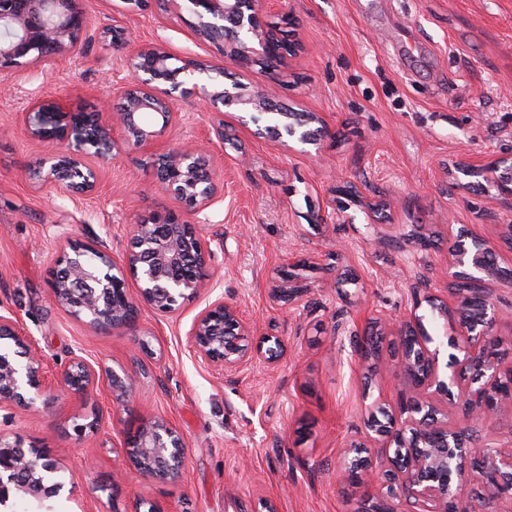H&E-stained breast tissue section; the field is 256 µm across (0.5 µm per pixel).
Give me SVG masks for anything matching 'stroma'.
Here are the masks:
<instances>
[{
    "label": "stroma",
    "instance_id": "35a3bbf8",
    "mask_svg": "<svg viewBox=\"0 0 512 512\" xmlns=\"http://www.w3.org/2000/svg\"><path fill=\"white\" fill-rule=\"evenodd\" d=\"M87 31L70 53L0 77V312L31 336L47 380L73 356L101 379L87 398L53 387L20 418H0V434L38 445L75 480L50 512H362L364 490L342 480L344 450L365 434L376 399L399 406L408 389L391 376H368L338 321L365 325L378 314L418 310L426 335L446 322L414 308L417 289L442 288L448 252L460 228L487 239L507 278L488 289L502 315L496 327L512 342V246L490 193L460 196L450 171L512 152V0H281L299 49L271 83L260 67L226 63L217 43L200 38L195 19L150 7L122 12V0H78ZM121 17L139 43L163 42L176 58L210 65L207 91L235 82L271 89L284 109L320 113L337 136L291 149L264 127L224 111L219 142L201 96L176 104L190 114L148 148H128L98 162L91 194H64L36 176L48 155L20 115L34 101L62 96L87 111L116 105L112 76L129 46L103 32ZM193 140L224 181V196L204 211L161 189L156 155ZM361 187L354 203L344 186ZM195 224L212 249L211 288L161 316L143 306L133 326L106 332L59 307L50 277L69 244L103 243L122 259L129 225L168 211ZM331 218L310 227L314 213ZM311 293L294 307L269 291L289 265ZM237 306L255 335L278 336L274 363L255 357L225 369L202 362L188 332L216 297ZM135 377L130 404L113 401L110 372ZM100 417L98 430L73 426ZM157 419L186 445L177 479L126 478L124 441ZM116 496L100 492L109 479Z\"/></svg>",
    "mask_w": 512,
    "mask_h": 512
}]
</instances>
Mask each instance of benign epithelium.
I'll return each instance as SVG.
<instances>
[{
  "label": "benign epithelium",
  "instance_id": "benign-epithelium-1",
  "mask_svg": "<svg viewBox=\"0 0 512 512\" xmlns=\"http://www.w3.org/2000/svg\"><path fill=\"white\" fill-rule=\"evenodd\" d=\"M173 10L196 19V34L221 42L224 58L242 66L256 65L277 71L289 54L296 51L290 39L286 14L271 20L269 0H166ZM86 29V17L77 0H0V75L49 59L62 57L77 44ZM210 67L200 63H179L160 43L134 46L124 76H115L113 93L122 100L123 110L85 112L60 100L42 99L22 113L30 137L49 148L44 182L57 190L91 193L97 189L98 173L90 160H106L122 146H150L173 122L178 99L198 89L196 76ZM215 111L214 136L224 140L221 108H235L252 114L253 121L270 122L266 130L282 139L316 144L333 137L325 119L316 112L284 113L272 94L235 83L206 96ZM123 133L122 140L112 130ZM157 164L164 169L162 187L179 202L195 209L210 207L224 192V182L200 148L184 143L160 155ZM455 187L465 192L485 181L496 189L494 199L512 214V178L497 177L502 169H512V155L495 157L486 163L459 162L455 165ZM130 248L122 264L112 260L102 245L72 243L63 253L51 279L53 301L77 317H85L94 328L107 331L133 322L137 309L145 305L161 316L174 313L184 301L210 287V243L195 225L176 212L151 224L129 225ZM449 266L468 268L467 280L490 281L499 278V266L488 241L468 231L457 234L450 251ZM136 283L129 289L128 278ZM445 295L428 292L414 308L426 302L431 311L451 319L453 335L448 338L446 363L440 350L430 348L433 338L416 334L420 316L410 313L404 319L380 314L372 327L360 328L338 321L334 335L351 337L360 364L373 367L380 361L371 337H400L399 361L386 369L393 378L409 386L413 395L394 410L375 400L368 408L366 424L371 441L393 438L396 448L388 456H375L369 446L354 445L341 477H359V483L373 488L369 512H393L388 500L404 497L421 506L422 512H462L464 507L452 492L453 480L470 472L477 484H485L493 496L512 498V444L493 448H463L464 432L471 424L496 415L512 391L498 385L512 377V366H502L503 341L494 331L499 316L488 297L476 299L467 289L448 285ZM308 293L297 278L280 281L271 289V298L285 305H296ZM252 325L237 307L218 297L195 317L189 331L193 351L207 364L237 368L252 360L247 347L237 340L251 335ZM100 375L86 360L76 357L56 376L60 389L79 396L90 394ZM113 399L122 402L133 394L128 374L112 373L109 378ZM46 391L43 359L33 341L17 320L0 313V411L5 417L12 409L33 405L29 392ZM456 396L463 410L450 427L437 419L441 406ZM185 448L171 424L158 419L140 426L126 442L129 476L159 478L177 470ZM66 481L59 468L36 446L23 438L12 440L0 435V505L17 496L28 497L37 508L60 496Z\"/></svg>",
  "mask_w": 512,
  "mask_h": 512
}]
</instances>
